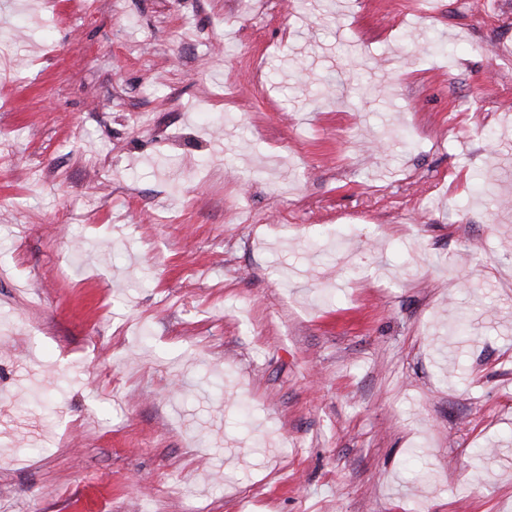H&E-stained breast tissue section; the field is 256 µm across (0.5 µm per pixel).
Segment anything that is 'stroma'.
Listing matches in <instances>:
<instances>
[{
    "mask_svg": "<svg viewBox=\"0 0 512 512\" xmlns=\"http://www.w3.org/2000/svg\"><path fill=\"white\" fill-rule=\"evenodd\" d=\"M0 0V512H512V0Z\"/></svg>",
    "mask_w": 512,
    "mask_h": 512,
    "instance_id": "35a3bbf8",
    "label": "stroma"
}]
</instances>
